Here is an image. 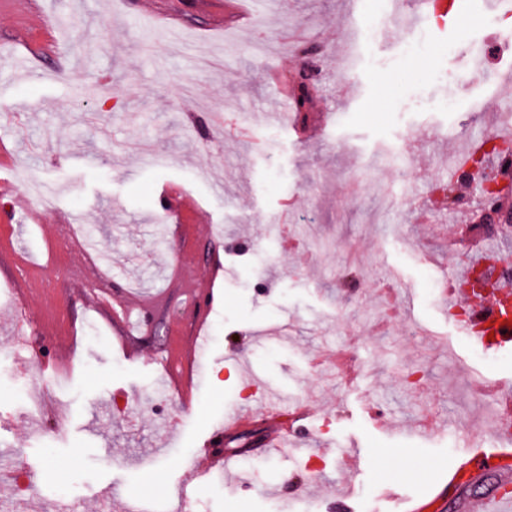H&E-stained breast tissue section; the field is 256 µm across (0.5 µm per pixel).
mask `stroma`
Returning a JSON list of instances; mask_svg holds the SVG:
<instances>
[{"instance_id": "obj_1", "label": "stroma", "mask_w": 512, "mask_h": 512, "mask_svg": "<svg viewBox=\"0 0 512 512\" xmlns=\"http://www.w3.org/2000/svg\"><path fill=\"white\" fill-rule=\"evenodd\" d=\"M0 0V44L47 48L38 75L0 69V512H175L188 485L197 512H393L390 490L419 497L454 472L459 445L503 404L477 372L512 381V352L455 335L438 275L485 235L475 213L430 203L452 182L441 155L470 152L512 122V16L446 0L430 53L400 57L389 23L379 46L354 43L373 0H255V22L228 23L224 0ZM507 46L489 70L446 53L486 28ZM315 69L313 104L275 121L281 78ZM101 87L98 96L85 93ZM452 110H445L446 101ZM52 192L45 209L25 182ZM186 210L169 244L161 190ZM81 224L116 289L153 288L141 360L127 361L98 278L74 285ZM209 351L182 397L160 361L189 372L198 327L182 279L211 256ZM101 275V276H102ZM26 316L17 320L18 302ZM287 324V338L272 328ZM59 357L64 375H45ZM43 389L54 425L34 414ZM274 393L310 414L301 450L249 454L270 423L225 428ZM433 435L413 434L416 421ZM240 449L234 472L188 480L203 443Z\"/></svg>"}]
</instances>
